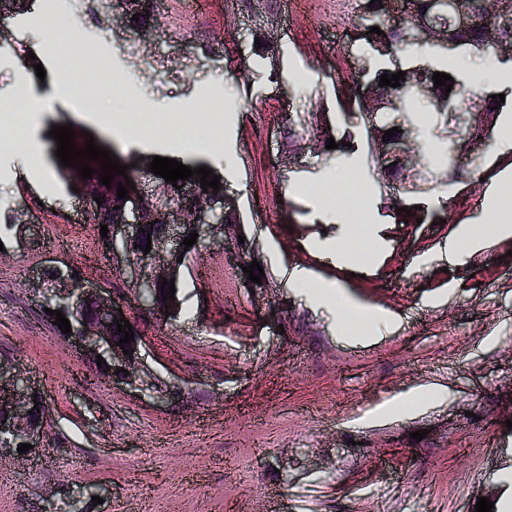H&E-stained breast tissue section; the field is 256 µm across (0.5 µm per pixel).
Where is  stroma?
Listing matches in <instances>:
<instances>
[{"label":"stroma","mask_w":512,"mask_h":512,"mask_svg":"<svg viewBox=\"0 0 512 512\" xmlns=\"http://www.w3.org/2000/svg\"><path fill=\"white\" fill-rule=\"evenodd\" d=\"M356 15V0H319L315 11L305 0H157L150 34L129 37L76 0H37L26 24H0L12 39L0 91L50 96L55 33L69 30V54L91 46L103 61L75 77L79 92L104 97L110 73L132 75L126 107L153 127L116 145L69 97L34 118L16 109L0 127V140L38 141L54 180L49 191L46 176L0 163V205L41 227L0 242V360L28 372L49 408L46 451L0 458V512H475L488 493L495 512H512V237L490 232L487 208L489 192L512 185V84L496 87L505 105L479 169L425 194L380 185L355 83L336 78L375 57ZM259 34L278 42L277 73L257 64ZM28 47L45 77L20 63ZM174 115L192 117L205 142L220 124L221 147L204 162L237 198L240 238L265 281L246 285L230 237L184 270L177 318L133 305L159 387L149 395L98 377L44 315L28 274L52 260L130 295L123 259L103 254L57 177L49 132L69 124L80 149L90 138L125 157L175 159ZM293 119L305 132L290 133ZM326 128L355 132V155L326 161ZM340 173L365 189L362 223L345 199L324 198ZM464 233L475 247L448 264L440 248ZM357 236L365 252L330 258ZM294 268L308 278L292 288ZM325 284L399 327L362 326L317 298Z\"/></svg>","instance_id":"stroma-1"}]
</instances>
